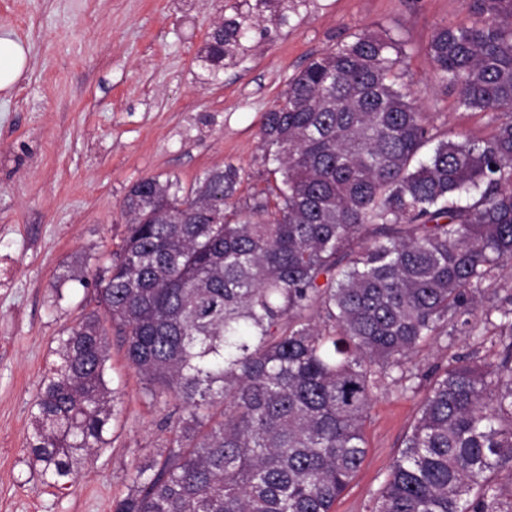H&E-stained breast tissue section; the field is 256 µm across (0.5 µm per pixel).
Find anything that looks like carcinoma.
I'll return each instance as SVG.
<instances>
[{
  "label": "carcinoma",
  "instance_id": "obj_1",
  "mask_svg": "<svg viewBox=\"0 0 512 512\" xmlns=\"http://www.w3.org/2000/svg\"><path fill=\"white\" fill-rule=\"evenodd\" d=\"M306 2L235 0L202 69L236 64ZM466 3L479 23L436 28L427 54L459 107L493 114L488 137L436 140L398 44L360 32L264 114L275 168L248 213L232 164L186 192L156 176L125 193L110 265L69 280L94 289L145 393L186 415L113 512H331L377 390H414L422 343L490 327L499 362L453 357L432 376L374 512H512V294L486 297L512 264V0ZM56 355L26 448L64 487L108 443L119 397L98 314L64 327Z\"/></svg>",
  "mask_w": 512,
  "mask_h": 512
}]
</instances>
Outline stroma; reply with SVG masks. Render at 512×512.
I'll return each instance as SVG.
<instances>
[{
	"label": "stroma",
	"instance_id": "35a3bbf8",
	"mask_svg": "<svg viewBox=\"0 0 512 512\" xmlns=\"http://www.w3.org/2000/svg\"><path fill=\"white\" fill-rule=\"evenodd\" d=\"M225 0H0V34L28 48V66L0 91V512H112L128 473L163 449L172 404L142 393L122 336L107 325L108 376L120 414L81 475L64 489L28 464L31 404L65 326L96 311L67 281L76 260L108 261L137 181L161 176L190 188L204 172L239 168L236 199L264 185L260 126L289 78L359 32L389 34L405 52L403 81L435 132L462 140L493 130L492 114L458 106L426 47L441 25L473 21L463 0H307L288 26L208 79L198 52ZM495 332L431 340L408 361L427 374L455 356L497 363ZM422 392L379 390L364 423L365 460L333 512H373L413 423Z\"/></svg>",
	"mask_w": 512,
	"mask_h": 512
}]
</instances>
